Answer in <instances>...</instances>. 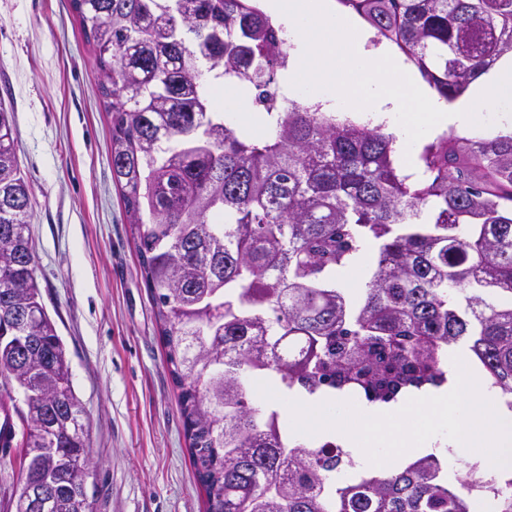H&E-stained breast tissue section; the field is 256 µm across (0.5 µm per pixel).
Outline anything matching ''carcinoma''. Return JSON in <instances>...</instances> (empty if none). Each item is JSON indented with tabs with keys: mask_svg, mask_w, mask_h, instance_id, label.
Segmentation results:
<instances>
[{
	"mask_svg": "<svg viewBox=\"0 0 512 512\" xmlns=\"http://www.w3.org/2000/svg\"><path fill=\"white\" fill-rule=\"evenodd\" d=\"M368 46L396 47L448 104L512 60V0H337ZM112 112V176L163 321L207 512H512V473L450 450L336 480L349 450L303 442L254 407L255 374L283 394H357L391 408L452 379L466 344L512 411V131L443 133L394 160L385 126L317 101L275 107L293 45L260 0H72ZM248 89L266 131L212 108L200 67ZM33 189L0 107V409L20 421L14 512H89L85 408L40 302ZM367 242L365 291L342 272ZM22 395V404L14 394Z\"/></svg>",
	"mask_w": 512,
	"mask_h": 512,
	"instance_id": "obj_1",
	"label": "carcinoma"
}]
</instances>
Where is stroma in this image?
Masks as SVG:
<instances>
[{
  "label": "stroma",
  "instance_id": "35a3bbf8",
  "mask_svg": "<svg viewBox=\"0 0 512 512\" xmlns=\"http://www.w3.org/2000/svg\"><path fill=\"white\" fill-rule=\"evenodd\" d=\"M99 83L72 0H0V106L33 188L41 303L85 405L91 512H205Z\"/></svg>",
  "mask_w": 512,
  "mask_h": 512
}]
</instances>
